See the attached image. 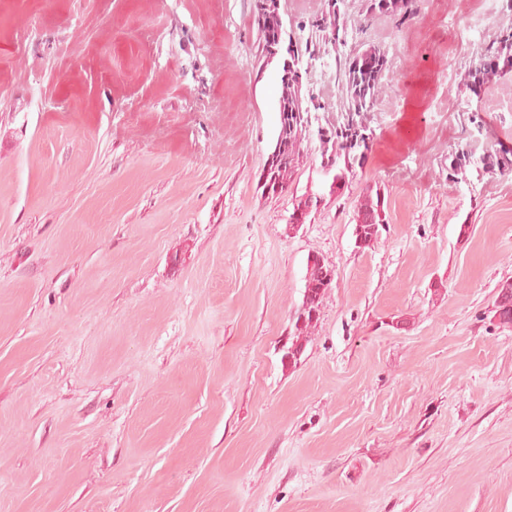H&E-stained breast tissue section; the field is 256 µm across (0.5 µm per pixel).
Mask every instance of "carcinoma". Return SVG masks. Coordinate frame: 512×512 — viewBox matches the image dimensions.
Instances as JSON below:
<instances>
[{
	"mask_svg": "<svg viewBox=\"0 0 512 512\" xmlns=\"http://www.w3.org/2000/svg\"><path fill=\"white\" fill-rule=\"evenodd\" d=\"M263 0H255L253 23L256 25L263 66L275 65L280 81L277 100V126L273 149L276 158L263 165L258 182L263 192L276 196L288 192L294 171L303 158L301 146L312 134H317L321 144V172L327 178L328 195L339 196L355 174V166H363L371 151L373 133L358 117L373 109L376 91L387 71V54L379 47L371 46L346 58L344 64L347 97L346 123L339 126L317 127L312 131V113L325 109L319 98L303 92V74L307 73L316 55L311 42L303 39L300 32L306 27L321 33L325 41L338 47L346 43L347 31L340 22L342 0H333L334 17L323 22L314 18L307 25L300 23L286 27L280 12V4L273 3L269 12L262 7ZM365 22L377 16L391 17L405 23L418 12V0H367ZM479 63L468 72L466 89L476 93L494 79L501 77L505 67H512V31L503 33L496 41L478 48ZM485 173H512V158L505 151L487 153L479 158L467 149L455 155L452 169L460 172L468 165ZM325 200V195L305 192L292 198L290 224H304ZM384 198L380 190L369 186L365 189L355 209L354 233L359 240L358 248L370 249L378 242L379 227L387 224ZM334 279L335 269L325 264L306 266L304 280L320 284L324 278ZM331 285L317 287L309 295H303L301 305L294 313V331L288 336V348L284 356L288 364L295 365L303 350L308 329L316 321L322 301ZM492 312L502 326H512V292L497 290Z\"/></svg>",
	"mask_w": 512,
	"mask_h": 512,
	"instance_id": "obj_1",
	"label": "carcinoma"
}]
</instances>
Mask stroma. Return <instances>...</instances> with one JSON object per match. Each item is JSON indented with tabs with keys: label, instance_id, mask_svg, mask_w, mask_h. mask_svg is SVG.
<instances>
[{
	"label": "stroma",
	"instance_id": "stroma-1",
	"mask_svg": "<svg viewBox=\"0 0 512 512\" xmlns=\"http://www.w3.org/2000/svg\"><path fill=\"white\" fill-rule=\"evenodd\" d=\"M253 0H0V512H512V75L464 86L503 0H420L404 26L346 0L303 88L347 115L341 62L389 69L373 147L324 194L320 143L292 194L258 173L279 81ZM479 112L484 127L468 120ZM380 187L388 223L355 244ZM468 235H460L461 225ZM333 266L282 361L307 259ZM508 154L511 155L510 152L505 151L493 154L487 153L475 159L469 150L463 148L455 155L451 167L454 172L457 171L458 173L465 170L466 166L473 164L485 173L510 174L512 173V158L508 157ZM380 190L376 188L373 194V187L368 186L356 205L354 233L356 240L360 241L358 248L362 250L374 247L380 237V225L387 224L384 196L382 198ZM325 200V194H319L315 192L306 191L300 196H293L292 198V213H290L288 217V226L290 232L296 231L302 224H306L312 212H316L317 209L321 206V204ZM300 214L302 220H300L296 215Z\"/></svg>",
	"mask_w": 512,
	"mask_h": 512
}]
</instances>
